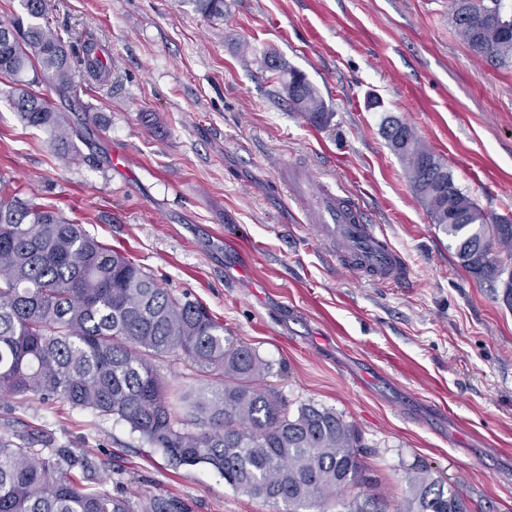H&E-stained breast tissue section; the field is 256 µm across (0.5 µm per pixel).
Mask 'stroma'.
Returning <instances> with one entry per match:
<instances>
[{"mask_svg":"<svg viewBox=\"0 0 512 512\" xmlns=\"http://www.w3.org/2000/svg\"><path fill=\"white\" fill-rule=\"evenodd\" d=\"M224 2L209 20L192 0H47L63 37L96 38L110 79L86 82L96 122L72 162L1 92L0 177L208 308L270 364L289 410L356 426L381 512H402L421 466L458 485L467 512H512V307L462 267L381 129L407 122L484 211L512 215V68L469 49L448 0ZM269 56L317 87L325 128L289 109ZM126 152L133 164L114 165ZM285 161L357 203L409 281L344 266L284 195ZM36 426L121 471L115 494L287 512L205 465H172L125 424L0 397V434Z\"/></svg>","mask_w":512,"mask_h":512,"instance_id":"obj_1","label":"stroma"}]
</instances>
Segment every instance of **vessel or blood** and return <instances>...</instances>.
<instances>
[{"label":"vessel or blood","mask_w":512,"mask_h":512,"mask_svg":"<svg viewBox=\"0 0 512 512\" xmlns=\"http://www.w3.org/2000/svg\"><path fill=\"white\" fill-rule=\"evenodd\" d=\"M308 174L294 164H286L283 188L301 201H311V217L327 240L342 244V262L363 275L405 283L410 272L400 253L387 241L377 225L367 223L355 204L322 186L318 195H310Z\"/></svg>","instance_id":"vessel-or-blood-1"}]
</instances>
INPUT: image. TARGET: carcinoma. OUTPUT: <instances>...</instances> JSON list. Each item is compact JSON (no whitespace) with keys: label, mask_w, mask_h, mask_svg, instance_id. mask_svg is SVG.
Masks as SVG:
<instances>
[{"label":"carcinoma","mask_w":512,"mask_h":512,"mask_svg":"<svg viewBox=\"0 0 512 512\" xmlns=\"http://www.w3.org/2000/svg\"><path fill=\"white\" fill-rule=\"evenodd\" d=\"M207 18L224 17V0H194ZM28 23L0 22V79L27 127L49 133L65 159L80 154L87 123L68 116L80 106L81 69L109 75L92 40L76 45L40 24L46 0H20ZM451 19L477 55L512 66V16L502 0H451ZM268 69L289 107L314 126L332 117L302 71L274 61ZM54 90L58 100L45 96ZM382 133L404 162L413 192L448 236L460 264L496 283V250L512 249V223L497 224L455 183L445 162L406 122L384 119ZM183 355L212 386L191 400L160 373ZM269 366L224 335L202 305L172 295L123 252L86 233L64 214L21 197L0 178V394L61 401L129 426L180 465H206L252 498L302 512L360 489L348 512H379L370 492L362 438L336 412L304 404L288 411L263 384ZM188 403L190 420L175 405ZM112 476L94 456L42 428L0 435V512H191L182 499L151 495L138 502L112 494ZM406 512H465L459 489L419 468L409 476Z\"/></svg>","instance_id":"cac0c4a2"}]
</instances>
